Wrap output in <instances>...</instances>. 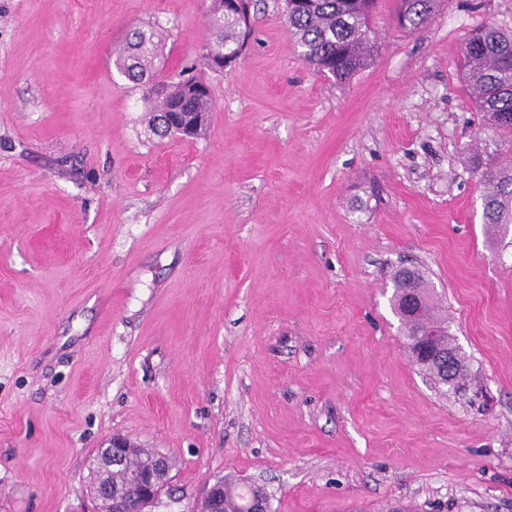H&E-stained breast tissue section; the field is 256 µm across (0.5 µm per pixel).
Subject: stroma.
<instances>
[{"label": "stroma", "instance_id": "stroma-1", "mask_svg": "<svg viewBox=\"0 0 512 512\" xmlns=\"http://www.w3.org/2000/svg\"><path fill=\"white\" fill-rule=\"evenodd\" d=\"M210 4L0 0V512H97L115 437L171 461L157 512L219 478L272 512H512V229L483 221L459 68L512 0H442L410 33L380 0L346 82L300 59L284 0L204 68ZM133 27L159 77L204 75L200 136L154 133L116 66ZM401 268L459 389L411 357ZM415 276V282L417 288H408L406 278L402 275V270L398 271L394 276V292L392 296V306L395 313L400 317L403 327H404V335L410 341V347H412V340L415 337V327L409 321V319L414 320L420 329L419 338L424 342L420 345L421 348V356L432 359L436 357L435 351L432 349V343L434 336H437L440 332V328L427 321L423 314L422 306L419 304H412L409 311V319L406 318L407 314V305L409 303V295H411V299L414 298L412 292H416L424 305L425 311L430 319L439 324L442 329L440 336L435 338V347L440 350L446 352V356L448 355V351L454 348H457L452 343V337L449 333V326L446 320L439 314L438 311L435 310V307L432 305L427 286L422 276L418 272H413ZM446 356H443L446 358Z\"/></svg>", "mask_w": 512, "mask_h": 512}]
</instances>
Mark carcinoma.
Instances as JSON below:
<instances>
[{"instance_id":"carcinoma-1","label":"carcinoma","mask_w":512,"mask_h":512,"mask_svg":"<svg viewBox=\"0 0 512 512\" xmlns=\"http://www.w3.org/2000/svg\"><path fill=\"white\" fill-rule=\"evenodd\" d=\"M211 19L217 36L213 45L202 55L204 64L212 67L211 59L240 56L245 49L251 27L241 28L224 11V0H214ZM379 0H307L286 10V22L293 34L303 61L320 73L345 80L357 73L371 57L375 47L372 19ZM440 0H395L393 17L399 28L415 30L427 25L435 16ZM158 42L154 35L135 30L127 39L119 68L134 82L147 86L146 96L155 99L153 129H162V120L171 124L193 125L192 134H201L207 125L211 109L210 95L191 91L192 85H203L198 77L177 82L160 81L150 62L156 57ZM463 68L474 96L476 108L482 112L484 125L500 141V147L487 157L476 156V168L484 185V223L506 229L512 224V33L494 25L476 30L463 50ZM416 288L407 287L402 272L394 276L392 306L400 317L404 335L413 340L415 327L406 318L409 295L417 293L430 319L441 326L435 347L445 352L452 349V337L446 320L432 305L427 286L419 273H414ZM415 361L439 380H445L444 369L462 372V357L453 356L449 366L432 361ZM124 463H112V448H100L94 460L95 480L112 487V496L101 498L102 512H112L122 502L125 509L133 508L138 490L127 482V470L140 464L148 448H132ZM250 490L224 482V512H248Z\"/></svg>"}]
</instances>
